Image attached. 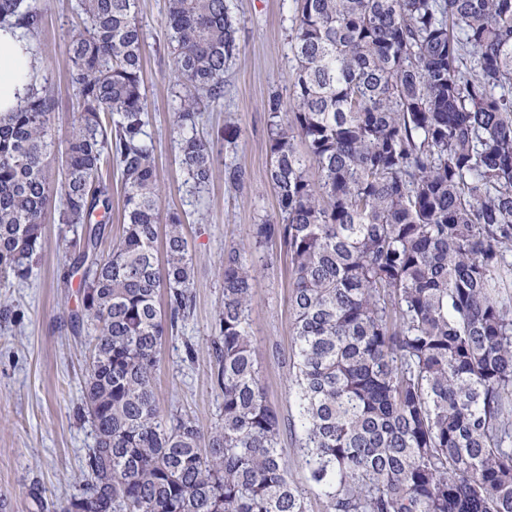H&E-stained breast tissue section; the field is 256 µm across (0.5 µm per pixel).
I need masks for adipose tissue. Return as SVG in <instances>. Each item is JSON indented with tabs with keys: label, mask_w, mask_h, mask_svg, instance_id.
<instances>
[{
	"label": "adipose tissue",
	"mask_w": 512,
	"mask_h": 512,
	"mask_svg": "<svg viewBox=\"0 0 512 512\" xmlns=\"http://www.w3.org/2000/svg\"><path fill=\"white\" fill-rule=\"evenodd\" d=\"M30 38L22 31L0 27V112L15 109L34 72Z\"/></svg>",
	"instance_id": "adipose-tissue-1"
}]
</instances>
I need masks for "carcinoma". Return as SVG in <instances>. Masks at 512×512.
I'll use <instances>...</instances> for the list:
<instances>
[{"label": "carcinoma", "instance_id": "obj_1", "mask_svg": "<svg viewBox=\"0 0 512 512\" xmlns=\"http://www.w3.org/2000/svg\"><path fill=\"white\" fill-rule=\"evenodd\" d=\"M293 4L289 101L268 102L279 220L253 241L290 257V425L310 491L325 512H512V0ZM76 10L69 134L56 141L42 84L0 112V273L30 277L57 211L92 341L85 482L64 504L39 483L28 496L37 512H307L250 333L258 270L237 248L211 342L220 418L205 431L161 414L162 341L193 309V259L181 216L161 218L136 0ZM166 21L180 162L200 190L214 154L197 127L224 97L237 28L227 0H167ZM41 23L36 0H0V24ZM105 164L124 190L106 254Z\"/></svg>", "mask_w": 512, "mask_h": 512}]
</instances>
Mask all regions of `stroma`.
<instances>
[{"label":"stroma","mask_w":512,"mask_h":512,"mask_svg":"<svg viewBox=\"0 0 512 512\" xmlns=\"http://www.w3.org/2000/svg\"><path fill=\"white\" fill-rule=\"evenodd\" d=\"M42 26L32 47L39 80L49 86L58 108L53 118L64 137L80 110L67 80L68 38L82 26L77 0H37ZM240 52L224 73V97L204 114L199 136L214 145L215 171L201 191L187 183L179 165L174 113L184 88L174 77L168 53L166 0H137L143 38L146 131L161 176L160 208L178 212L193 254L195 308L166 336L156 394L163 415L187 414L203 428L218 419L222 399L211 382V341L217 336V310L223 298L221 262L235 247L253 262L259 277L251 303V331L269 403L288 421L292 373L290 264L284 246H253L254 225L275 219V193L269 180L268 101L288 98L296 65L291 50L292 0H229ZM237 134L236 148L223 139ZM246 173L241 187L224 180V167ZM71 227L57 213L45 219V244L27 282L0 276V498L5 512H35L27 495L41 484L58 501L77 493L82 462L93 444L89 423L78 414L89 337L74 331L69 315L80 304L79 276L66 244ZM196 345L194 361L183 359L185 342Z\"/></svg>","instance_id":"stroma-1"}]
</instances>
